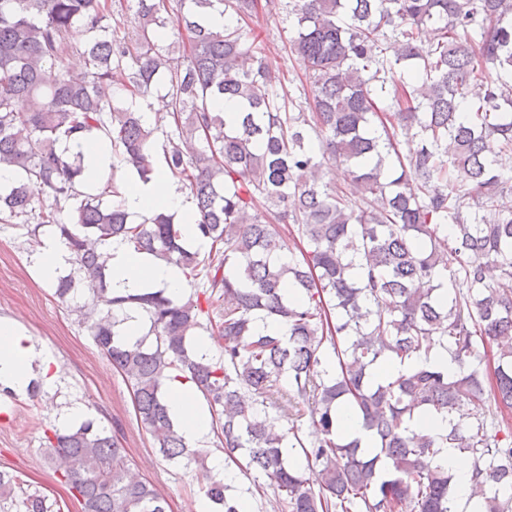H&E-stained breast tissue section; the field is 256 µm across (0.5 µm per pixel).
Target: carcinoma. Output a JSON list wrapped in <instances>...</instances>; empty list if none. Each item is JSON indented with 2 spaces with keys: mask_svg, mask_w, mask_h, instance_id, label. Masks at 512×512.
Instances as JSON below:
<instances>
[{
  "mask_svg": "<svg viewBox=\"0 0 512 512\" xmlns=\"http://www.w3.org/2000/svg\"><path fill=\"white\" fill-rule=\"evenodd\" d=\"M260 10L294 21L288 44L311 73L303 102L271 85L263 40L239 25ZM214 13L236 22L212 28ZM76 26L78 46L68 41ZM73 53L79 76L66 65ZM489 66L484 95L467 98ZM162 84L170 112L148 126L134 99ZM221 98L240 108L213 111ZM94 129L144 182L157 171L156 133L166 137L164 168L188 189L208 252L185 247L170 214L129 223L115 178L81 190V154L56 144ZM507 150L512 0H0V164L21 173L0 189V223L59 236L71 269L54 297L125 378L162 457L206 469L164 400L167 382L184 379L207 401L225 458L270 480L288 512H455L453 477L437 460L447 447L473 456L481 512H512L511 426L494 415L439 435L403 426L417 410H512V212L496 209L507 181L494 166ZM330 161L348 169L365 208L323 181ZM112 240L207 288L180 301L114 292L96 251ZM447 250L454 269L442 265ZM133 305L149 329L132 342L120 326ZM259 314L286 332H256ZM200 330L209 357L190 347ZM435 336L457 373L417 367L372 383L371 366L410 359ZM283 378L279 408L308 416L310 440L269 420L266 399ZM343 406L373 449L338 432ZM42 443L81 512H168L96 420L46 428ZM288 448L320 466L317 484ZM202 491L214 512H238L224 480L209 477ZM0 512L52 510L0 471Z\"/></svg>",
  "mask_w": 512,
  "mask_h": 512,
  "instance_id": "cac0c4a2",
  "label": "carcinoma"
}]
</instances>
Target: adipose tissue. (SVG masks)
Wrapping results in <instances>:
<instances>
[{
  "instance_id": "adipose-tissue-1",
  "label": "adipose tissue",
  "mask_w": 512,
  "mask_h": 512,
  "mask_svg": "<svg viewBox=\"0 0 512 512\" xmlns=\"http://www.w3.org/2000/svg\"><path fill=\"white\" fill-rule=\"evenodd\" d=\"M104 141V134L95 130L85 134L80 146L87 176L100 185L112 176L113 156L111 150L104 148ZM125 185V206L132 223L150 221L162 210L174 213L182 225L187 244L195 249L206 248V240L195 232L192 204L180 182L161 171L146 182L137 176H129ZM103 258L114 290L135 293L146 288L162 289L176 297L186 290L177 266L135 251L128 244L111 242L104 246ZM58 371L56 360L32 342L16 318L0 316V389L10 392L9 397L0 399V412L8 411L13 400L26 399L34 379L49 382ZM165 400L187 442L193 445L205 443L210 434L211 418L194 385L182 380L169 382ZM439 459L454 477L457 512H480V499L472 490L473 467L468 455L456 448H444Z\"/></svg>"
}]
</instances>
